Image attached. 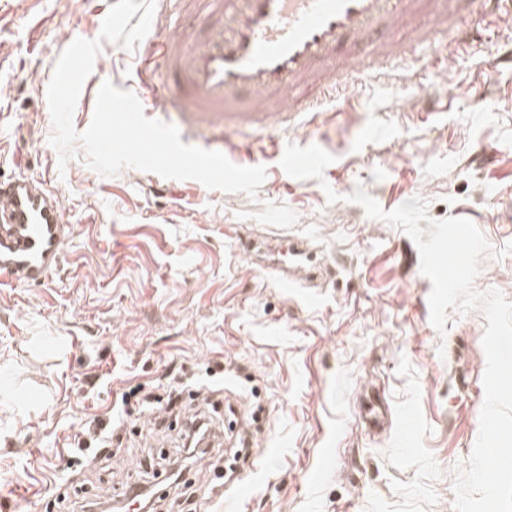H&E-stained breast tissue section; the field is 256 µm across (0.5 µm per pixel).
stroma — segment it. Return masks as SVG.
<instances>
[{"instance_id":"stroma-1","label":"stroma","mask_w":512,"mask_h":512,"mask_svg":"<svg viewBox=\"0 0 512 512\" xmlns=\"http://www.w3.org/2000/svg\"><path fill=\"white\" fill-rule=\"evenodd\" d=\"M116 2L0 0V174L42 181L76 227L45 285L0 286V512H79L75 489L106 504L143 481L168 505L158 461L179 454L178 414L124 418L121 396L164 393L184 372L220 390L224 447L233 420L260 414L222 494L215 454L193 464L192 512H454L455 467L479 433L487 321L453 312L437 330L414 242L349 196L364 187L387 211L418 196L432 219L471 220L493 252L475 288L512 301V70L500 63L512 17L463 13L433 51L391 28L428 58L417 82L358 76L346 111L290 132L333 155L320 181L288 176L270 139L235 140L267 168L253 199L131 168L103 177L81 153L60 166L43 92L73 36L97 37ZM467 28L481 38L463 51ZM156 66L104 43L75 129L89 127L98 83L144 84ZM248 238L259 255L238 250ZM292 238L329 275L280 287ZM116 416L121 446L77 449L92 420Z\"/></svg>"}]
</instances>
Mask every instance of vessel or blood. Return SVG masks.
<instances>
[{
    "mask_svg": "<svg viewBox=\"0 0 512 512\" xmlns=\"http://www.w3.org/2000/svg\"><path fill=\"white\" fill-rule=\"evenodd\" d=\"M459 0H174L154 13L145 51L161 58L152 83L135 89L144 113L176 110L182 139L263 131L283 143L291 118L317 123L326 108L350 100L341 78L360 69L386 76L402 51L375 43L370 55L350 45L371 40L379 25L413 15L418 42L432 46L438 31L454 26ZM204 14V34L173 26L181 13ZM74 229L43 183L0 178V283L41 285L63 263Z\"/></svg>",
    "mask_w": 512,
    "mask_h": 512,
    "instance_id": "vessel-or-blood-1",
    "label": "vessel or blood"
}]
</instances>
